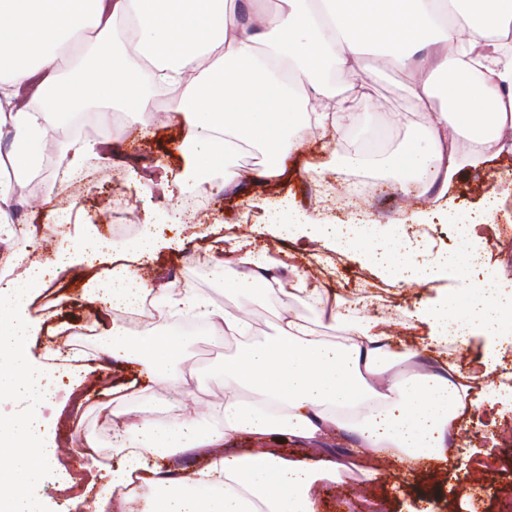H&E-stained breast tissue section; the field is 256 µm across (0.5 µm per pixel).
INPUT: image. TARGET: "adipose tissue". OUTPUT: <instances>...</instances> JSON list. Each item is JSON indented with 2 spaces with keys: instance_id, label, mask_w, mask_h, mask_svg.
I'll return each instance as SVG.
<instances>
[{
  "instance_id": "obj_1",
  "label": "adipose tissue",
  "mask_w": 512,
  "mask_h": 512,
  "mask_svg": "<svg viewBox=\"0 0 512 512\" xmlns=\"http://www.w3.org/2000/svg\"><path fill=\"white\" fill-rule=\"evenodd\" d=\"M434 2L435 15L424 0H278L272 12L259 0H0V133L12 136L10 151L0 155V247L15 245L11 208L38 171L45 140L79 125V108L91 97L149 115L159 91L178 92L166 117L180 131L187 169L205 194L233 188L234 179L216 184L205 172L223 165L243 142L270 153L257 176L274 181L285 170V156L299 152L307 137L345 139L361 164L392 167L405 190L418 181L450 183L463 168L512 153V0ZM114 30L120 43L109 38ZM371 47L408 72L407 92L428 124L423 141L390 154L378 143L369 113L355 111L352 98L336 92L341 85L359 89L372 77L365 63ZM72 53L83 55L81 68L58 78ZM442 74L447 81L439 88L435 79ZM440 94L448 105L438 110L433 102ZM269 227L277 237L322 240L374 268L407 272L421 285L441 274L410 266L397 224L303 222L284 209ZM474 236L465 231L451 262L458 293L418 316L432 343L512 335V280L489 271L472 279ZM233 251V259L214 260L224 271L220 307L189 289L151 288L122 263L98 277L93 298L104 310L182 319L155 341L132 343L119 324L98 339L99 353L138 360L148 384L178 396L164 423L136 426L128 423L127 395L112 399V450L121 456L112 493L132 498L127 487L134 478L150 490L132 498L135 512H318V487L341 482L353 455L292 461L262 447V440L287 435L309 442L334 432L357 437L377 459L400 456L416 464L443 456L461 415L477 406L476 388H493V351L480 373L448 362L383 382V375L421 363V351L393 356L386 323L356 317L299 271L302 300L341 326L345 342L308 331L284 298L275 309L274 335L256 339L238 310L257 292L273 291L279 276L244 245ZM78 260L93 267L106 255L87 236L59 247L49 264L0 283V402L25 404L20 417L0 421V512H44L34 488L52 453L44 411L55 397V371L29 359L37 330L27 306ZM148 298L149 312L143 308ZM209 335L236 337L242 347L224 364V406L215 428L185 415L182 400L192 391L174 372L187 342ZM240 434L259 440V447L214 458L187 481L147 462L151 455L214 448Z\"/></svg>"
}]
</instances>
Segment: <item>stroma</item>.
<instances>
[{"mask_svg": "<svg viewBox=\"0 0 512 512\" xmlns=\"http://www.w3.org/2000/svg\"><path fill=\"white\" fill-rule=\"evenodd\" d=\"M367 63L375 76L365 88V100L357 102V110L371 114L376 130L385 135L387 150L424 139L427 124L407 92L406 73L380 55H369ZM88 106L99 127L90 140L98 152L111 155V162L90 161L80 186L66 188L59 176L65 163L56 160L53 169L40 173L33 186L39 196L38 206H16L19 223L30 228L39 226L47 210L52 209L71 217V232L90 224L103 236L112 223V211L103 205L109 194L125 201L134 223L152 221L155 235L166 241L154 260L141 267L144 279L153 286L189 288L213 304L223 305L219 269L205 263L204 258L221 255L230 239L247 240L254 251L276 252L274 264L283 288H293L295 279L288 267L298 264L307 267L312 280L328 295L346 302L361 315L386 322L393 335V350L419 349L433 363L451 361L465 372L477 367L485 348L483 338L434 348L426 344L425 327L410 325L421 303L454 293L458 286L455 277H443L421 288L400 282L397 276L370 271L359 260L335 252L327 251L321 260H311L302 242L261 233L265 220L263 203L284 197L301 215L337 224L364 220L416 225L423 221L420 210H427L429 218L425 221L430 233L413 250L422 254L426 263L441 264L452 260L460 242V229L450 223L449 213L470 221L512 225V154L489 160L478 173L462 169L448 187L419 185L406 195L389 171L343 161L345 147L329 139H308L301 154L289 157L286 174L270 183L251 178V171L261 168L264 157L247 146L224 166L211 171L219 182L241 174L239 188L220 194H198L196 207L205 216L200 230H179L165 220L166 210L182 205L189 190L176 173L182 163L177 130L161 125L156 137L147 138L143 130L149 125V118L122 114L94 99ZM395 112L403 113L404 118L393 127L389 121ZM328 166L334 169V195L353 198L352 207L325 206L315 200L312 189L320 185V172ZM89 276L86 267L74 268L32 301L28 312L40 324L31 347L36 363L49 364L44 343L57 338L64 329H79L88 321L98 330L111 326L112 313L98 312L90 303ZM239 349L234 338L212 336L199 337L188 348L178 370L198 396L197 410L204 412L223 405L224 364L236 358ZM56 385L70 391L71 396L61 399L52 415L54 433H65L75 442L91 435L96 437L98 446L90 457L77 450L67 455L53 454L36 492L44 502L45 512H89L107 471L119 463L112 454V426L105 421L112 407L113 390L132 393L137 419L153 422L164 421L167 395L159 388H142L133 365L108 361L99 355L84 358L79 380L65 377ZM269 445L290 458L317 461L348 447L349 442L334 434L314 444L277 436ZM357 458L358 470L346 474L343 483L320 488L321 512H366L365 500L370 496L387 499V512H472L479 500L484 503L483 512H512V397L498 396L492 416L466 413L445 460L409 471L393 458L386 476L371 482L364 472L376 467L374 455L370 449L362 448Z\"/></svg>", "mask_w": 512, "mask_h": 512, "instance_id": "1", "label": "stroma"}]
</instances>
